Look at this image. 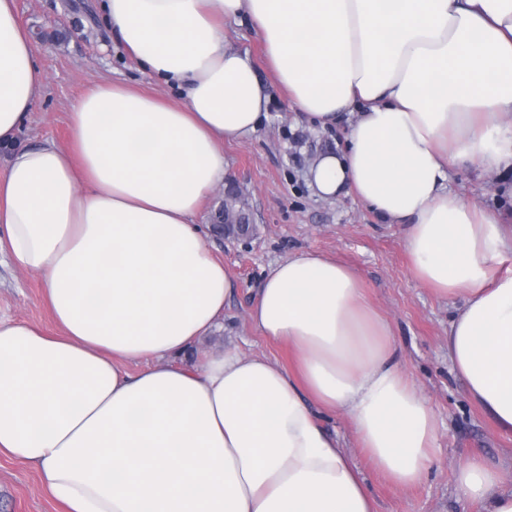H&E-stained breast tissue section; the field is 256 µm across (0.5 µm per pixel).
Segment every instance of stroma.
Returning <instances> with one entry per match:
<instances>
[{"label": "stroma", "mask_w": 512, "mask_h": 512, "mask_svg": "<svg viewBox=\"0 0 512 512\" xmlns=\"http://www.w3.org/2000/svg\"><path fill=\"white\" fill-rule=\"evenodd\" d=\"M21 24L30 30L38 62L47 76L41 98L21 133L28 145L68 142L72 103L92 85L120 81L152 87L154 78L119 46L97 8V0H16ZM269 117L259 131L225 144L224 159L246 194L253 213L250 238L209 236L218 258L229 269L235 294L224 307L222 327L189 351L195 364L209 353L233 350L264 355L290 364L287 347L267 341L246 315L255 290L270 265L301 253L330 256L362 276L370 302L388 319L397 353L438 415L435 463L417 486L399 488L378 474L356 446L340 416H324L359 466L378 512H485L478 502L463 501L455 469L472 456L501 467L504 488H512V435L500 433L489 416L468 397L464 380L448 359V326L457 301L434 295L411 275L403 247L402 225L388 223L351 193L324 199L307 185L314 159L343 146L348 124L313 130L298 115L285 92L272 88ZM501 177L476 167L452 169L449 186L467 201L488 209L501 206L496 185ZM0 320L54 332L38 276L0 264ZM0 512H62L38 472L0 456Z\"/></svg>", "instance_id": "1"}]
</instances>
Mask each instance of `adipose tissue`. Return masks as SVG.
<instances>
[{
	"mask_svg": "<svg viewBox=\"0 0 512 512\" xmlns=\"http://www.w3.org/2000/svg\"><path fill=\"white\" fill-rule=\"evenodd\" d=\"M99 4L160 87L95 84L71 106L66 146L30 147L18 136L46 75L15 0H0V257L40 277L59 330L0 321V455L36 469L65 512H377L326 413L396 486L433 465L436 410L335 258L276 263L249 308L294 366L236 351L180 362L234 293L202 202L229 177L225 144L271 102L229 20L255 28L311 127L349 121L310 187L352 189L404 226L413 278L460 302L453 371L512 432V224L448 187L457 166L512 170V0ZM455 477L462 498L512 512L499 467L472 457Z\"/></svg>",
	"mask_w": 512,
	"mask_h": 512,
	"instance_id": "adipose-tissue-1",
	"label": "adipose tissue"
}]
</instances>
